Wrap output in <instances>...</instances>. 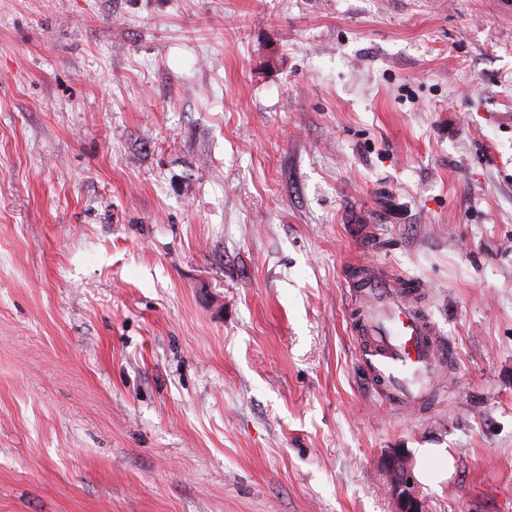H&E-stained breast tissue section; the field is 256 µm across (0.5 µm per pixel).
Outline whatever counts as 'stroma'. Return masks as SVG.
<instances>
[{"instance_id": "obj_1", "label": "stroma", "mask_w": 512, "mask_h": 512, "mask_svg": "<svg viewBox=\"0 0 512 512\" xmlns=\"http://www.w3.org/2000/svg\"><path fill=\"white\" fill-rule=\"evenodd\" d=\"M456 351L372 383L349 265ZM512 512V16L0 0V512ZM384 467L395 512H426L423 500L414 490V481L405 449L388 451Z\"/></svg>"}]
</instances>
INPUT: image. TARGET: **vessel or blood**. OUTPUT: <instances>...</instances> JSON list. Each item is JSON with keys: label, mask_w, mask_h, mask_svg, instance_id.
I'll list each match as a JSON object with an SVG mask.
<instances>
[{"label": "vessel or blood", "mask_w": 512, "mask_h": 512, "mask_svg": "<svg viewBox=\"0 0 512 512\" xmlns=\"http://www.w3.org/2000/svg\"><path fill=\"white\" fill-rule=\"evenodd\" d=\"M348 285L369 302L353 324L366 338L364 357L376 386L408 407L423 405L437 363L455 361L453 347L415 306L404 279L368 268Z\"/></svg>", "instance_id": "b4317fda"}]
</instances>
